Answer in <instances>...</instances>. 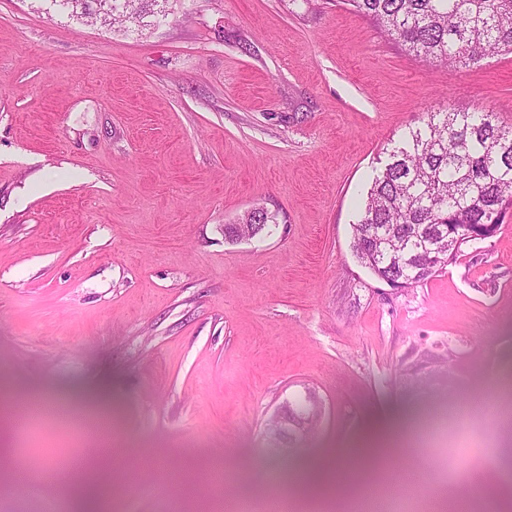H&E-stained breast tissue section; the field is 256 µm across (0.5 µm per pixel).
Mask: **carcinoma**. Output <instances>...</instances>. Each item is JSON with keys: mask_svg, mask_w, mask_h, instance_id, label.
Segmentation results:
<instances>
[{"mask_svg": "<svg viewBox=\"0 0 512 512\" xmlns=\"http://www.w3.org/2000/svg\"><path fill=\"white\" fill-rule=\"evenodd\" d=\"M91 15L104 6L114 22L143 24L158 0H51ZM404 51L431 66H469L512 54V0H343ZM512 206V127L484 109L428 112L392 148L373 177L352 227L358 261L395 288L421 284L468 243L467 226H502ZM276 217L254 207L224 238L261 234Z\"/></svg>", "mask_w": 512, "mask_h": 512, "instance_id": "1", "label": "carcinoma"}]
</instances>
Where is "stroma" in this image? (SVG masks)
<instances>
[{
  "mask_svg": "<svg viewBox=\"0 0 512 512\" xmlns=\"http://www.w3.org/2000/svg\"><path fill=\"white\" fill-rule=\"evenodd\" d=\"M150 27L90 24L48 0H0V406L82 398L125 449L112 512H350L351 495L286 487L325 467L339 483L480 498L500 415L475 419L485 457L445 464L463 400L512 392V207L493 237L415 287L353 252L360 202L424 114L479 107L512 126V54L430 67L341 0H159ZM276 224L235 244L255 206ZM323 401L314 432L272 415ZM95 414L6 427L11 465H53L36 496L4 484L0 512H73L70 462ZM400 422L377 471L351 463Z\"/></svg>",
  "mask_w": 512,
  "mask_h": 512,
  "instance_id": "stroma-1",
  "label": "stroma"
}]
</instances>
